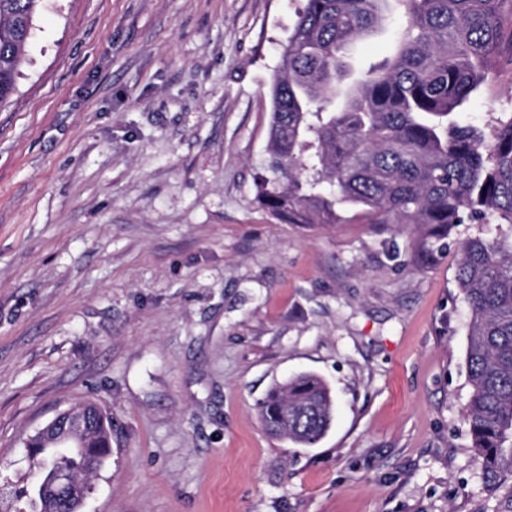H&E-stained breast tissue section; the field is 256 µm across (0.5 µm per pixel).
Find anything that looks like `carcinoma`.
<instances>
[{"instance_id":"cac0c4a2","label":"carcinoma","mask_w":512,"mask_h":512,"mask_svg":"<svg viewBox=\"0 0 512 512\" xmlns=\"http://www.w3.org/2000/svg\"><path fill=\"white\" fill-rule=\"evenodd\" d=\"M394 2L406 25L394 53L359 77L342 59L385 25ZM42 0H0V104ZM512 67V0H306L271 86L270 138L257 177L259 205L288 224H413L422 247L456 224L512 225V113L488 130L455 114L482 89L488 64ZM457 287L471 311L466 420L481 479L512 502V235L460 244ZM332 396L309 373L274 384L259 402L263 426L311 448L328 432ZM99 414L66 452L31 435L41 466L30 512H79L56 495L59 477L86 483L112 451V417Z\"/></svg>"}]
</instances>
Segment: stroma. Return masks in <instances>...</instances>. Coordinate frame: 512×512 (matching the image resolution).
<instances>
[{
	"label": "stroma",
	"mask_w": 512,
	"mask_h": 512,
	"mask_svg": "<svg viewBox=\"0 0 512 512\" xmlns=\"http://www.w3.org/2000/svg\"><path fill=\"white\" fill-rule=\"evenodd\" d=\"M304 0H42L0 105V485L72 404L112 418L82 512H512L465 411L458 224H285L256 200L270 89ZM404 23L349 45L355 72ZM512 112V69L460 113ZM334 418L303 448L258 402L300 373Z\"/></svg>",
	"instance_id": "obj_1"
}]
</instances>
